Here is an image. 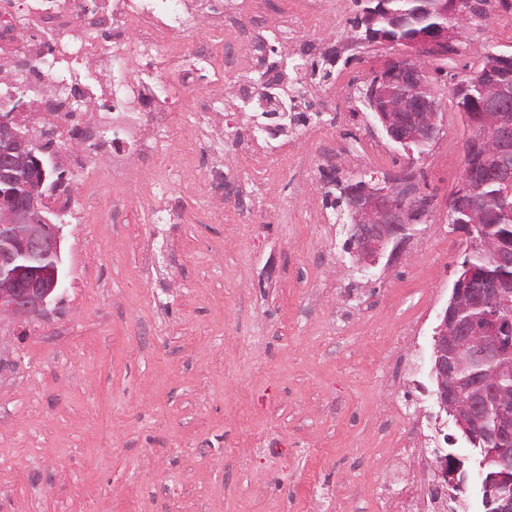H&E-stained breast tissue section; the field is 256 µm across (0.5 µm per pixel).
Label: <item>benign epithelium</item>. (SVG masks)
Here are the masks:
<instances>
[{"mask_svg":"<svg viewBox=\"0 0 512 512\" xmlns=\"http://www.w3.org/2000/svg\"><path fill=\"white\" fill-rule=\"evenodd\" d=\"M442 11L456 20L451 28H441L405 44L399 64L377 72L369 83L366 100L374 118L394 142L404 150L409 146L432 143L439 134L441 102L430 79L428 64L448 57V44L461 41L469 29L471 0H442ZM512 55L487 53L482 66L468 71L457 86L480 85L484 109L473 120L469 145L463 151V173L456 189L455 203L472 216L467 234V251L480 252L491 261L512 266V254L496 243L474 233L480 223L482 206L473 195L469 150L480 149L490 159L512 155V114L502 104L512 100ZM18 109L0 112V182L20 179L26 183L22 200L0 196V325L45 315L66 288L67 273L61 254L63 225L52 222L44 189L57 164L45 159L39 143L23 130ZM433 206V198L414 185L371 176L364 182L358 202L351 209L346 225L347 249L360 271L392 261L404 242L415 233V226ZM473 274L469 264L461 265L447 307L438 315L432 335L430 377L439 413L452 422L466 443L483 422L485 410H497L495 441L512 443V393L500 380L512 376V303L497 306L493 301L499 288L474 292L459 287ZM493 305V313L479 324L461 322L454 312L464 307ZM491 358L489 372L459 382L458 368L473 354ZM435 461L432 489L461 487L468 479L464 461L433 450ZM477 478L484 508L512 512V491L501 493L487 476L486 463H477Z\"/></svg>","mask_w":512,"mask_h":512,"instance_id":"1","label":"benign epithelium"}]
</instances>
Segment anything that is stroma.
Here are the masks:
<instances>
[{"label":"stroma","instance_id":"35a3bbf8","mask_svg":"<svg viewBox=\"0 0 512 512\" xmlns=\"http://www.w3.org/2000/svg\"><path fill=\"white\" fill-rule=\"evenodd\" d=\"M282 29L339 47L310 112L315 133L281 147L262 185L240 154L241 115L223 111L225 166L240 198L210 200L214 153L184 178L178 222L153 212L160 175L145 158L118 187L109 224L67 222L66 288L47 316L0 326V512H403L427 492L433 329L465 236L446 202L468 134L450 88L487 51L512 52V0L472 21L434 74L441 131L422 155L394 142L339 171L413 175L435 198L391 265L353 272L323 172L337 149L383 138L359 95L402 53L370 44L354 0ZM276 437L268 453L259 442Z\"/></svg>","mask_w":512,"mask_h":512}]
</instances>
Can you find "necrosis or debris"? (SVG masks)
Listing matches in <instances>:
<instances>
[{
    "label": "necrosis or debris",
    "mask_w": 512,
    "mask_h": 512,
    "mask_svg": "<svg viewBox=\"0 0 512 512\" xmlns=\"http://www.w3.org/2000/svg\"><path fill=\"white\" fill-rule=\"evenodd\" d=\"M268 0H6L0 27V102L45 97L41 133L70 135L79 116L76 97L98 103L96 120L112 130L68 163L90 186L120 184L136 173L155 131L193 99L199 118L189 150H175L159 169L188 168L209 148L215 127L200 93L199 72L223 89L216 50L230 38L245 43L249 68L264 61L262 33Z\"/></svg>",
    "instance_id": "obj_1"
}]
</instances>
